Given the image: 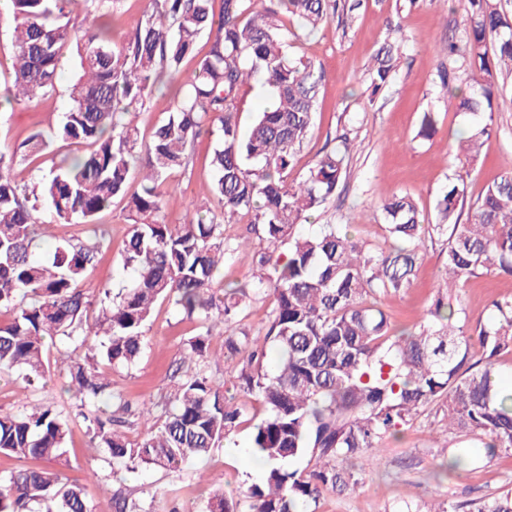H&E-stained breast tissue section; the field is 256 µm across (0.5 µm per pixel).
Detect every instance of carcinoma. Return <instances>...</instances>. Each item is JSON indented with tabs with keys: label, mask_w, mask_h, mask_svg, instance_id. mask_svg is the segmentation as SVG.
<instances>
[{
	"label": "carcinoma",
	"mask_w": 512,
	"mask_h": 512,
	"mask_svg": "<svg viewBox=\"0 0 512 512\" xmlns=\"http://www.w3.org/2000/svg\"><path fill=\"white\" fill-rule=\"evenodd\" d=\"M219 9H214V2ZM123 0H11L8 19L14 57L7 103L55 90L62 59L77 57L71 105L49 134L36 132L11 153L0 151V370L17 369L28 385L49 373L45 350L60 344L85 356L59 371L77 403L91 447L104 454L112 474L141 468L180 472L211 451L243 423L245 411L224 396L201 368L209 341L237 322L252 298L271 301V325L263 336L245 330L226 335L225 348L241 356L235 386L256 397L263 417L253 424L261 483L248 489V507L224 497V477L211 481L206 512H308L325 490L342 489L353 474L338 460L378 456L385 441L421 409L447 408L448 432L465 434L495 450L512 449V389L497 383V361L512 353V296L492 300L494 318L467 328L463 309L434 299L418 328L396 331L378 306L379 295L412 283L426 237L447 242L448 288L483 275L512 276V171L498 175L473 203L461 174L436 200L437 221L425 223L408 194L384 198L392 240L373 249L349 224H327L301 237L295 227L325 207L347 172L346 142L327 150L304 179L288 175L313 126L324 72L312 60L288 52V21L310 35L336 11L353 18L363 0H148L135 27L115 36L109 17ZM98 13L90 27L75 24L78 9ZM466 50L445 47L448 69L440 74L464 112L486 115L467 136L465 166L474 162L494 132L493 98L499 79L512 77V16L500 0H464ZM207 36L198 73L181 80L183 60ZM399 46L376 55L373 91L386 87ZM472 82L460 84L459 72ZM259 78L273 107L239 132L240 87ZM178 85L168 117L149 142L139 140L136 118L162 82ZM217 136L210 188L219 210L195 203L178 225L166 222L163 201L169 176L189 165V149L201 132ZM55 140L84 143L92 151L62 161L58 170L29 187L14 166L50 148ZM140 190L128 194L132 164ZM127 200L129 230L121 254L131 278L105 288L93 300L79 288L104 247L91 240L64 241L34 258L38 202H49L59 222L93 223L114 199ZM467 218H462V215ZM249 218L266 247L256 260L260 274L227 283L224 265L239 245L224 237V224ZM168 302L199 332L181 351L170 374L167 401L158 415L138 412L145 436L130 441L129 400L111 392L101 365L131 366L145 342L144 328L157 301ZM98 306L95 322L87 312ZM274 370L265 369L268 351ZM71 416L39 406L0 414V453L45 462L0 476V512H96L86 488L62 476ZM308 456V471L285 463ZM156 496L112 494L115 512H156ZM474 512H512V494L480 502Z\"/></svg>",
	"instance_id": "cac0c4a2"
}]
</instances>
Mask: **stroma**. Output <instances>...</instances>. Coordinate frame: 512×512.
<instances>
[{"label": "stroma", "mask_w": 512, "mask_h": 512, "mask_svg": "<svg viewBox=\"0 0 512 512\" xmlns=\"http://www.w3.org/2000/svg\"><path fill=\"white\" fill-rule=\"evenodd\" d=\"M455 19L450 0H365L350 25L332 20L311 38L292 45L291 55L308 57L324 71L314 125L291 172L292 179L305 177L314 160L339 138H347L350 146L347 174L335 200L315 213L309 223L297 225V234L311 236L324 225L350 223L359 239L371 247L383 248L390 243L382 210L385 195L410 194L420 211L432 220L436 217L437 195L456 175L465 174L468 197L474 200L500 173L512 170L511 84L495 94L496 132L485 142L477 161L466 169L457 161L464 153L469 129L479 118L460 111L457 99L442 88L438 77L448 63L444 52L447 42L460 46L465 43L464 32ZM390 40L398 42L401 56L391 84L376 93L370 87L369 72L376 53ZM75 73L74 62H66L55 91L0 107V150L16 148L36 131H48L59 123L69 105L68 87ZM427 112L434 114L436 130L424 138L419 131ZM214 146L213 136H199L192 147L189 167L170 176L171 189L164 200L167 223H180L190 201L208 200ZM88 151L85 144L56 142L45 153L17 165L14 176L19 183L33 185L50 175L60 156ZM125 215V203L118 199L111 209L96 217L97 224L107 232V240L97 264L82 283L88 294H96L101 288H120L127 279L120 263L128 232ZM446 255L443 239L427 240L410 288L381 295L379 305L395 327L411 329L419 325L440 291L446 292L450 304L464 309L473 323L492 319L493 298L512 295V277L507 275L485 276L464 289H448ZM197 332L196 323L180 319L168 303L158 302L145 327L146 344L138 362L128 369L107 370L112 391L135 406L162 401L171 366L179 359L182 346ZM208 361L212 379L223 384L249 418L259 415L253 396L234 385L238 360L225 349L223 337L211 338ZM25 399L70 413L75 410L61 389L58 375H50L34 389L17 372L0 374V412L18 411ZM446 424L440 407L428 408L413 424L387 439L376 464L363 459L345 461V469L354 475V485L340 492L323 493L315 512H404L409 506L445 500L470 506L512 490V450L499 448L488 456L480 451L479 441L458 435L449 436L447 445H440L433 441L431 432ZM251 447L252 425L248 420L214 449L207 462V477H197L191 469L176 473L142 469L112 477L110 487L126 493L147 489L180 512H202L211 476L223 475L226 495L236 499L249 486L260 483L261 470L249 463ZM67 448V476L85 483L94 504L101 512H109L111 502L100 494L88 469L93 466L109 474L110 467L96 457L81 419L75 418L71 424ZM464 448L477 451L467 471L435 479L436 464L448 452Z\"/></svg>", "instance_id": "obj_1"}]
</instances>
